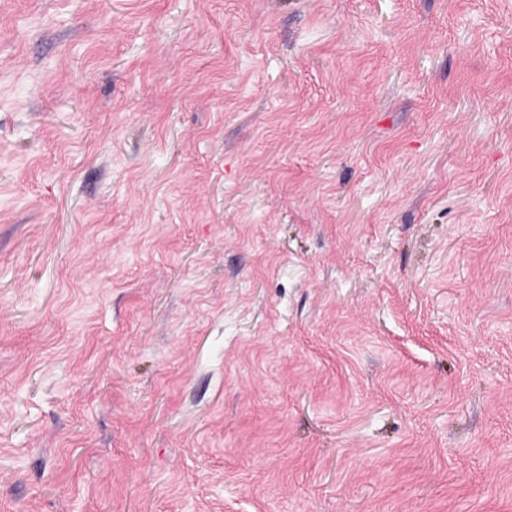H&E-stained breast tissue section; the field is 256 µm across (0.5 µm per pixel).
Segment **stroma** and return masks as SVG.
<instances>
[{
  "label": "stroma",
  "mask_w": 512,
  "mask_h": 512,
  "mask_svg": "<svg viewBox=\"0 0 512 512\" xmlns=\"http://www.w3.org/2000/svg\"><path fill=\"white\" fill-rule=\"evenodd\" d=\"M0 512H512V0H0Z\"/></svg>",
  "instance_id": "1"
}]
</instances>
